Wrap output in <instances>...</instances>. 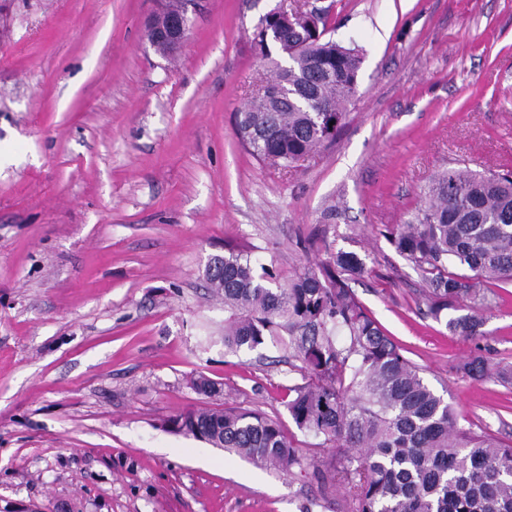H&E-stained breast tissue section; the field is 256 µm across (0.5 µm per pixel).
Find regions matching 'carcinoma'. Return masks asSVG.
I'll list each match as a JSON object with an SVG mask.
<instances>
[{"instance_id":"1","label":"carcinoma","mask_w":512,"mask_h":512,"mask_svg":"<svg viewBox=\"0 0 512 512\" xmlns=\"http://www.w3.org/2000/svg\"><path fill=\"white\" fill-rule=\"evenodd\" d=\"M323 34L303 19L278 43L288 66L276 78L288 91L308 80L315 57L331 70L318 99L280 109L276 100L257 97L239 114L242 128H272L263 140L244 142L261 161L290 166L325 145L330 122L345 116L363 54ZM324 102L333 111L317 112ZM385 237L421 271L429 314L438 320L467 301L471 312L449 318L448 329L466 338L483 335L490 309L483 284L512 282V168L440 173L420 207L386 227ZM220 262L223 269L207 266L204 278L230 312L225 351L275 344L301 363L308 381L288 387V414L318 446L351 449L336 469L350 485L351 512H512V446L461 426L453 407L360 303L350 285L364 271L357 253L339 249L285 286L247 252L230 249ZM191 386L210 398L223 394L204 375ZM169 424L261 467H303L281 424L256 411L193 409Z\"/></svg>"}]
</instances>
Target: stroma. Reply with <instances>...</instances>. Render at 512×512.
Masks as SVG:
<instances>
[{
	"mask_svg": "<svg viewBox=\"0 0 512 512\" xmlns=\"http://www.w3.org/2000/svg\"><path fill=\"white\" fill-rule=\"evenodd\" d=\"M159 2L0 0V512H346L343 449L286 409L287 352L224 349L203 272L228 245L283 285L359 254L358 300L463 426L512 445V284L489 285L483 337L453 335L381 234L437 174L512 165V0H310L365 56L336 138L286 169L236 129L278 0H192L172 56L145 39ZM200 374L278 420L303 471L168 430L212 406Z\"/></svg>",
	"mask_w": 512,
	"mask_h": 512,
	"instance_id": "1",
	"label": "stroma"
}]
</instances>
